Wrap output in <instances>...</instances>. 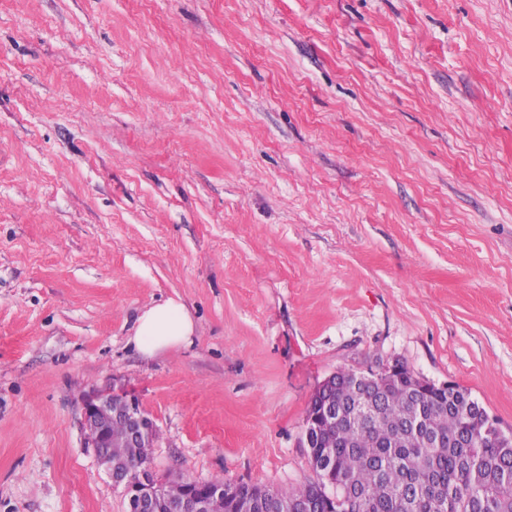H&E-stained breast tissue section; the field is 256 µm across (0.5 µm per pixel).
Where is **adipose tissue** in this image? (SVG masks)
<instances>
[{"instance_id":"obj_1","label":"adipose tissue","mask_w":512,"mask_h":512,"mask_svg":"<svg viewBox=\"0 0 512 512\" xmlns=\"http://www.w3.org/2000/svg\"><path fill=\"white\" fill-rule=\"evenodd\" d=\"M194 322L185 307L169 300L150 306L138 316L135 343L142 354L152 356L186 343Z\"/></svg>"}]
</instances>
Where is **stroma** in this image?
<instances>
[{"instance_id":"35a3bbf8","label":"stroma","mask_w":512,"mask_h":512,"mask_svg":"<svg viewBox=\"0 0 512 512\" xmlns=\"http://www.w3.org/2000/svg\"><path fill=\"white\" fill-rule=\"evenodd\" d=\"M395 362L512 430V0H0V512H126L89 389L159 480L285 489ZM194 322L185 307L173 300L152 305L138 316L135 343L145 356H153L186 343Z\"/></svg>"}]
</instances>
